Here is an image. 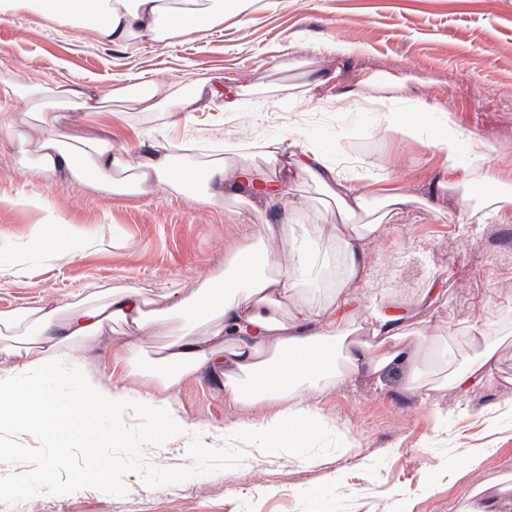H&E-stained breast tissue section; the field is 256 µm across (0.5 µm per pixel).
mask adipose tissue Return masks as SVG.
<instances>
[{"mask_svg": "<svg viewBox=\"0 0 512 512\" xmlns=\"http://www.w3.org/2000/svg\"><path fill=\"white\" fill-rule=\"evenodd\" d=\"M243 2L0 0V19L21 7L50 20L63 11L71 21L93 27L105 39L133 44L144 36L164 39L175 32L212 27L225 12L239 11ZM408 83L405 76L384 79L371 73L354 88L337 90L335 99L350 109L374 103L384 111L398 112L408 102ZM129 163L136 168L135 179H116L115 171ZM291 163L332 191L345 211L363 208L364 196L346 186L339 171L330 165L327 150L303 152L293 156ZM35 170L47 180L67 177L112 193L179 189L184 182L177 179V172L195 170L199 173L196 186L210 198L230 187L246 190L268 203L280 201L284 194L280 184L241 164L220 158L196 169L183 155L170 150L151 149L132 157L108 140L93 141L74 151L47 139ZM251 252L256 261L249 271H241L235 264L225 271L224 294L213 296L202 287L169 308H148L140 291L128 288L113 292L107 303L73 306L64 312L47 306L1 311V331L9 333L27 324L32 351L21 354L11 368L0 370V425L14 420L49 423L63 443L92 448L116 435L115 430H103V421L121 420L130 411L150 420L176 423L167 397L104 383L65 350L68 342L96 340L113 321L138 329L148 327L167 336L157 359L165 387H172L189 372L209 369L223 374L224 397L229 403L291 402L290 410L253 425V432L268 445L293 437L296 422L316 415V407L304 395L327 374L342 367L374 376L417 359L416 337L391 333V315L377 307L370 312L372 338L368 341L353 340L338 329V309L334 306L315 312L312 327L285 323L281 305L302 295L303 285L283 273L284 261L275 253L257 244ZM205 319L214 320V328L207 335H196L197 325ZM258 372L268 376L266 386L251 385V376Z\"/></svg>", "mask_w": 512, "mask_h": 512, "instance_id": "1", "label": "adipose tissue"}]
</instances>
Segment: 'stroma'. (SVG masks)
Masks as SVG:
<instances>
[{
  "instance_id": "1",
  "label": "stroma",
  "mask_w": 512,
  "mask_h": 512,
  "mask_svg": "<svg viewBox=\"0 0 512 512\" xmlns=\"http://www.w3.org/2000/svg\"><path fill=\"white\" fill-rule=\"evenodd\" d=\"M418 76L410 98L438 102L464 140L485 143L484 166L512 186V0H246L210 30L143 39L128 47L95 29L20 12L0 22V79L42 85L40 95L8 102L0 129V253L20 259L0 275V311L35 301L67 308L91 293L138 287L163 308L223 273L267 224H284L274 249L303 279L307 300L283 304L284 318L312 313L336 294L337 245L351 227L374 218L390 191L409 196L400 215L368 246L345 290L342 325L366 335L372 307L394 315V333L431 339L419 353L416 383L406 366L383 375L324 380L309 397L344 445L311 460L248 448L238 467L161 487L126 474L124 496L84 488L40 494L17 512H459L474 489L512 512V203L492 209L471 182L473 154L446 159L432 146L438 113H391L326 105L337 87L364 75ZM76 83L111 103L96 112L58 98ZM157 92L159 109L136 98ZM238 109H224L225 97ZM192 103L175 125L169 106ZM54 121L40 123L38 111ZM61 140L107 138L130 151L180 145L203 166L231 153L282 185L277 205L229 190L201 202L191 188L112 194L38 176L32 161L48 133ZM287 152L332 145L351 186L366 197L346 215L310 176L267 161L263 144ZM66 225L85 248L57 259L35 251L41 225ZM317 254L307 267L293 240ZM135 341L139 361H127ZM165 339L150 329L110 324L93 347H69L105 383L154 392V363ZM495 347L490 377L469 392L446 377ZM170 401L181 434L142 450L143 465L191 467L193 438L231 443L229 429L275 415L277 406H235L223 378L187 374Z\"/></svg>"
}]
</instances>
